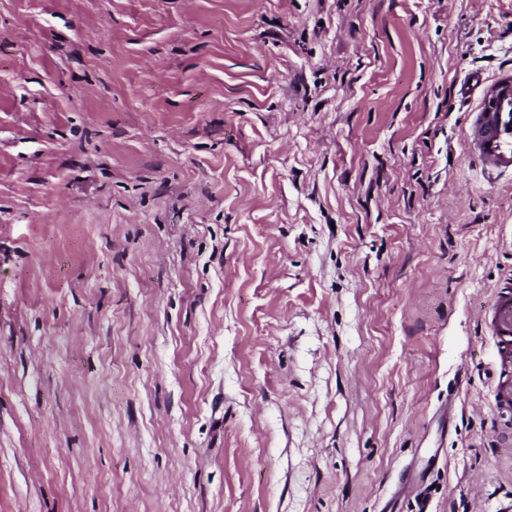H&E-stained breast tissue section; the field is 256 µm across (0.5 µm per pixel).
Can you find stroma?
<instances>
[{"label":"stroma","instance_id":"obj_1","mask_svg":"<svg viewBox=\"0 0 512 512\" xmlns=\"http://www.w3.org/2000/svg\"><path fill=\"white\" fill-rule=\"evenodd\" d=\"M512 0H0V512H488ZM462 101L477 98L465 112V147L489 180L512 175V68L493 76L471 71L460 88Z\"/></svg>","mask_w":512,"mask_h":512}]
</instances>
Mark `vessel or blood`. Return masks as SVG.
Here are the masks:
<instances>
[{"instance_id": "vessel-or-blood-1", "label": "vessel or blood", "mask_w": 512, "mask_h": 512, "mask_svg": "<svg viewBox=\"0 0 512 512\" xmlns=\"http://www.w3.org/2000/svg\"><path fill=\"white\" fill-rule=\"evenodd\" d=\"M460 98L476 102L464 118L465 147L472 159L488 179L512 175V68L490 77L469 72ZM481 321L496 346L490 432L499 447L512 444V276L498 281Z\"/></svg>"}]
</instances>
